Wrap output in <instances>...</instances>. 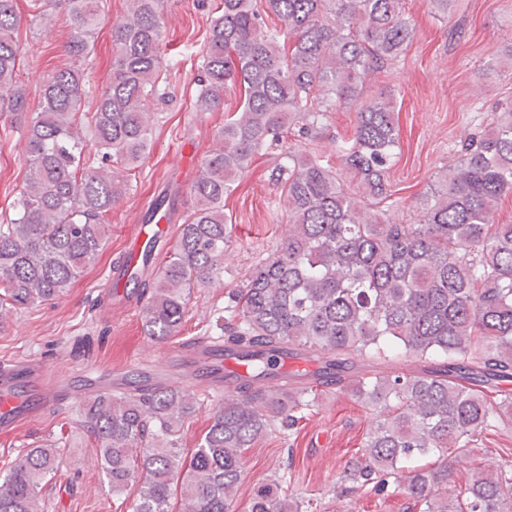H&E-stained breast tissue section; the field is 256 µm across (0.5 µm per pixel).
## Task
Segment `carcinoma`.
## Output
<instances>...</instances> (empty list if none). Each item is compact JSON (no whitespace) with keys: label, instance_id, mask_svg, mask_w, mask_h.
<instances>
[{"label":"carcinoma","instance_id":"cac0c4a2","mask_svg":"<svg viewBox=\"0 0 512 512\" xmlns=\"http://www.w3.org/2000/svg\"><path fill=\"white\" fill-rule=\"evenodd\" d=\"M112 27V67L91 116L83 113L89 39L103 21L101 0H28L43 21L67 12L71 64L43 78L38 110L17 85V0H0V101L27 143L29 176L0 223V314L55 300L95 263L112 206L129 189L151 141L146 97L168 80L161 0H129ZM285 24L263 30L257 0H220L212 18L194 111L244 88L241 109L224 120L206 152L190 199L164 196L179 221L172 249L157 239L142 253L152 268L138 281L145 335H178L191 291L223 274L230 235L224 198L257 155L296 129L311 136L336 107L356 109L351 141L339 146L347 186L331 167L288 150L275 181L285 193L288 237L232 292L224 342L237 346L248 376L224 393L189 456L178 451L185 423L205 400L134 381L83 407L112 494L140 485L132 512H235L243 451L279 428L295 433L328 379L375 415L361 452L328 500L290 492L293 474L254 492L251 512H353L358 494L382 506L394 494L403 512H512V460L478 466L463 485L454 466L512 421V224L495 223L512 193V101L490 129L417 204L416 224H399L380 205L398 146L393 98L368 94L372 76L407 49L415 26L402 0H265ZM91 140L99 160L83 156ZM115 163L121 170L103 165ZM396 349L422 363L414 372L372 373L358 361ZM314 355L322 373L273 372L277 355ZM415 457L432 462L409 468ZM63 465L55 444L30 448L0 481V512H38L47 477Z\"/></svg>","mask_w":512,"mask_h":512}]
</instances>
